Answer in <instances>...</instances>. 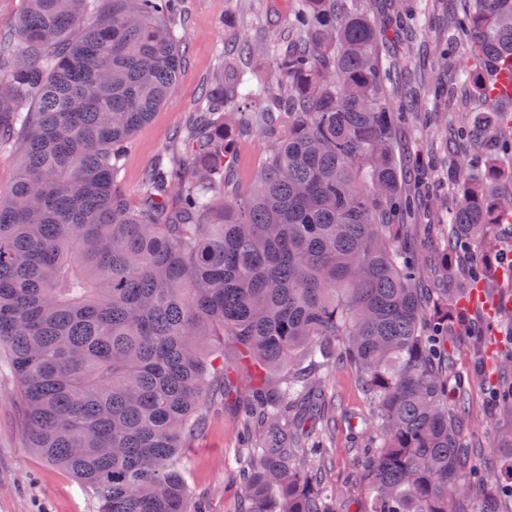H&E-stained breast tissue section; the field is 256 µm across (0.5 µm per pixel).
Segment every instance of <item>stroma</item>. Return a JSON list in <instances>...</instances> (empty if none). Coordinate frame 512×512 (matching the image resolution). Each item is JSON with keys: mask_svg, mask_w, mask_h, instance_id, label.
<instances>
[{"mask_svg": "<svg viewBox=\"0 0 512 512\" xmlns=\"http://www.w3.org/2000/svg\"><path fill=\"white\" fill-rule=\"evenodd\" d=\"M263 0H184L175 22L186 42V59L176 88L153 119L126 146L119 185L131 206L142 200L143 176L159 153L183 160L180 134L197 108L207 82L220 67L217 46L235 47L247 39L263 36ZM426 8L412 33L382 43L383 56L396 58L403 75L395 103L408 104L413 111L426 112L430 125L412 123L400 134L404 147L420 152L429 166L427 182L432 191L430 215L411 225L408 246L426 260L424 284L447 289L449 296L469 292L468 263L446 255L443 239L448 211L457 198L460 181L450 178L454 155L446 136L466 108L479 107L473 86L452 82L449 70L477 75L482 66L468 52L452 58L449 68L438 65V45L454 38V17L471 7V0H425ZM512 299V283H498L481 300L471 303L474 322H489L495 337L512 334V315L504 316L498 306ZM448 352L453 372L463 385L468 420L464 441L474 448L477 468L492 470L497 455L491 447L497 427L512 421L491 420V386L512 384V363L496 364L493 341H482L457 323L448 325ZM327 399L336 428L330 435L331 462L327 481L337 492L340 512H356L360 491L353 481L354 423L371 418L372 406L354 373L341 365L328 364L324 371ZM232 398L216 396L206 401V420L201 434L178 460L188 496L197 512H238V482L225 458L244 447L242 402L248 397L251 373L238 367L229 377ZM17 381L6 358L0 356V512H98V501L88 487L29 448L23 424V409L16 397Z\"/></svg>", "mask_w": 512, "mask_h": 512, "instance_id": "obj_1", "label": "stroma"}]
</instances>
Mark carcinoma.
<instances>
[{
  "label": "carcinoma",
  "mask_w": 512,
  "mask_h": 512,
  "mask_svg": "<svg viewBox=\"0 0 512 512\" xmlns=\"http://www.w3.org/2000/svg\"><path fill=\"white\" fill-rule=\"evenodd\" d=\"M24 0L21 49H0V142H17V175L0 188V348L23 402L30 447L87 484L101 512H191L176 468L213 382L224 341L251 369L253 458L234 457L240 512H336L325 486L327 428L290 432L320 410L334 357L374 409L360 431V512H512V431L483 472L462 442L463 398L448 405V307L430 304L402 244L414 200L400 188L390 102L401 67L388 37L347 0H297L287 31L217 49L186 134L187 169L160 155L132 208L122 153L173 92L184 62L169 18L178 0ZM486 73L512 72V0H474L456 18ZM270 63L252 84L253 58ZM489 110L453 137L483 169L448 217V247L491 250L512 224L499 189L512 159V114L491 79ZM35 101L31 111L22 109ZM270 138L250 182L234 178L228 141ZM285 373L278 395L265 376ZM495 410L512 416V386Z\"/></svg>",
  "instance_id": "cac0c4a2"
}]
</instances>
